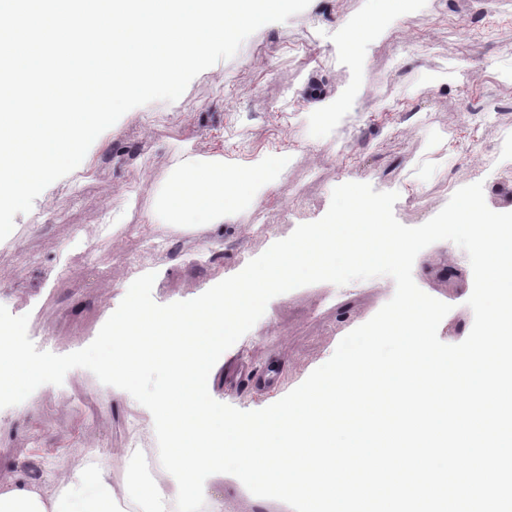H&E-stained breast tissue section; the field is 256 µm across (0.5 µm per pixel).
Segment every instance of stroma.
<instances>
[{"instance_id": "35a3bbf8", "label": "stroma", "mask_w": 512, "mask_h": 512, "mask_svg": "<svg viewBox=\"0 0 512 512\" xmlns=\"http://www.w3.org/2000/svg\"><path fill=\"white\" fill-rule=\"evenodd\" d=\"M377 0H314L283 23L262 26L237 54L196 76L175 102L123 115L91 145L84 164L48 186L16 214L0 247V305L28 315L38 350L59 355L88 346L116 310L131 274L155 273L161 305L199 296L214 272H235L274 239L327 212L333 189L352 179L395 191L396 219L421 225L460 187L482 182L487 206L512 209V0H418L379 34L336 48L341 25L376 11ZM325 101L309 105L310 93ZM492 146L452 160L449 140ZM222 154L244 170L270 152L287 161L279 190L240 204L224 221V240L168 224L156 204L184 151ZM260 212L261 224L251 222ZM417 286L450 304L439 339L469 334L473 288L468 256L455 244L425 248ZM395 293L391 277L344 286L317 283L274 297L224 361L219 402L261 407V381L287 393L334 353L340 336L372 318ZM112 389L88 370L69 371L24 402L0 409V474L36 463L49 479L57 460L86 464L106 452L123 476L134 458L133 427H153L131 395L105 403ZM233 512H292L260 502L234 478L209 480Z\"/></svg>"}]
</instances>
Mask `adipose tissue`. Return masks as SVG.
<instances>
[{
  "label": "adipose tissue",
  "instance_id": "1",
  "mask_svg": "<svg viewBox=\"0 0 512 512\" xmlns=\"http://www.w3.org/2000/svg\"><path fill=\"white\" fill-rule=\"evenodd\" d=\"M286 159L268 156L261 164L238 171L223 160L187 154L179 161L168 191L159 201L170 223L202 233L208 244L224 239V220L244 200L283 183ZM174 486L131 471L116 479L111 466L96 462L42 483L24 468L0 478V512H176Z\"/></svg>",
  "mask_w": 512,
  "mask_h": 512
}]
</instances>
